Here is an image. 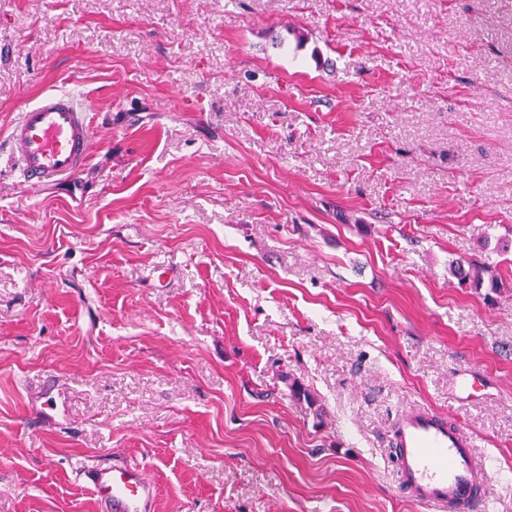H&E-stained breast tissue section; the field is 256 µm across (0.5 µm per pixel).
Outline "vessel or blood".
Instances as JSON below:
<instances>
[{"mask_svg":"<svg viewBox=\"0 0 512 512\" xmlns=\"http://www.w3.org/2000/svg\"><path fill=\"white\" fill-rule=\"evenodd\" d=\"M90 105L67 92L44 93L22 105L0 156L12 172L34 185L68 181L88 163L95 131ZM41 420L65 415L54 383H46L35 410ZM400 491L426 512H477L488 500L483 475L486 460L474 452L468 432L436 412L411 407L392 437ZM97 512H151L157 488L143 468L114 461L80 467Z\"/></svg>","mask_w":512,"mask_h":512,"instance_id":"b4317fda","label":"vessel or blood"}]
</instances>
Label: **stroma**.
<instances>
[{"label": "stroma", "instance_id": "1", "mask_svg": "<svg viewBox=\"0 0 512 512\" xmlns=\"http://www.w3.org/2000/svg\"><path fill=\"white\" fill-rule=\"evenodd\" d=\"M49 90L98 140L58 185L0 171V512H97L105 453L153 512H418L411 404L512 512V252L497 292L450 271L512 238V0H0V139ZM39 407L35 414L42 421L58 424V419L65 416L63 402L53 382H47L40 392Z\"/></svg>", "mask_w": 512, "mask_h": 512}]
</instances>
